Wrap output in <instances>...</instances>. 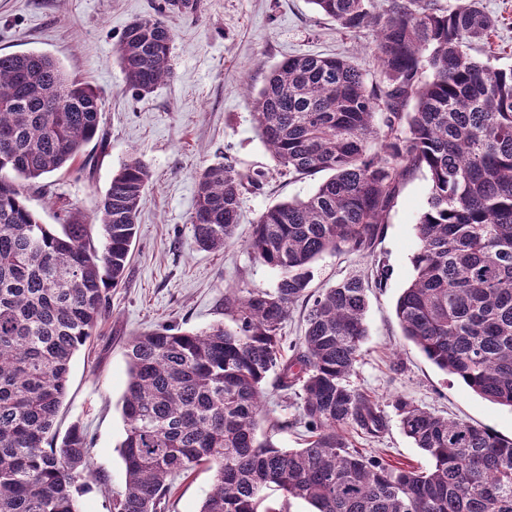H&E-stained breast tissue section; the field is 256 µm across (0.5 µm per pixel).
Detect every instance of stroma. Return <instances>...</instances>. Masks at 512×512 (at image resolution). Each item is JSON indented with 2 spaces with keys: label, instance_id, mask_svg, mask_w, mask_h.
Masks as SVG:
<instances>
[{
  "label": "stroma",
  "instance_id": "obj_1",
  "mask_svg": "<svg viewBox=\"0 0 512 512\" xmlns=\"http://www.w3.org/2000/svg\"><path fill=\"white\" fill-rule=\"evenodd\" d=\"M159 0H0V54L41 52L67 76L82 80L101 96L99 138L89 143L87 163L53 173L27 191L28 205L45 224H57L59 207L69 204L95 216L113 171L132 155L149 167L152 181L138 216V236L124 282L108 292L109 307L90 343L71 361L64 403L55 420L58 434L73 424L93 440V466L104 485L79 499L80 512H113L125 489L118 447L124 437L122 396L126 384L125 345L136 332L161 326L201 331L225 321L224 296L231 288H274L276 273L252 259L245 241L268 207L310 196L319 178L282 172L259 138L251 95L285 58L342 56L378 80L371 31L351 32L319 13L310 0H201L194 13L174 12L173 79L141 96L130 90L117 46L134 19L153 14ZM499 24L476 59L512 66V0H481ZM232 163L241 173L264 171L267 180L242 198L237 234L219 252L198 249L191 217L196 174L207 165ZM424 174L402 186L374 257L325 253L313 264L310 291L318 292L354 272H367L373 259L389 268L384 287L370 288L368 336L350 377L352 388L376 400L388 428L376 439L348 432L351 447L393 464L427 467L429 459L403 434L393 402L403 397L452 418L512 438V409L474 394L445 374L408 342L395 307L414 275L415 224L425 207ZM262 423L294 420L276 436L282 448L303 447L308 431L298 424L296 396L265 383ZM213 481L201 466L172 479L166 512H198Z\"/></svg>",
  "mask_w": 512,
  "mask_h": 512
}]
</instances>
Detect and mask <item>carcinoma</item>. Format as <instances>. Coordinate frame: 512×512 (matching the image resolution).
<instances>
[{
    "mask_svg": "<svg viewBox=\"0 0 512 512\" xmlns=\"http://www.w3.org/2000/svg\"><path fill=\"white\" fill-rule=\"evenodd\" d=\"M340 27L374 31L381 85L340 57L283 60L253 101L260 139L290 174L328 177L304 200L258 217L246 249L273 269V289H231L234 326L160 327L129 337L119 453L125 490L115 512H165L168 478L205 465L214 473L199 512H512V439L435 414L399 397L400 428L430 459L419 469L384 463L349 446L355 430L378 438L387 417L350 387L368 336L375 266L314 294L313 263L326 252H374L407 177L422 172L429 196L416 222V275L396 303L403 335L478 396L512 408V66L475 59L497 19L471 0H311ZM199 0H164L125 29L118 45L128 86L139 94L175 76L167 13ZM102 101L70 81L52 57L0 54V512H79L97 479L91 440L72 425L53 445L70 362L95 335L107 290L125 279L151 173L137 156L112 174L96 222L59 214L39 221L25 182L69 168L99 134ZM383 116V128L374 125ZM380 149L370 152V143ZM243 175L212 164L197 175L193 239L218 251L239 225ZM305 304L293 355L280 348L292 307ZM299 399L310 439L280 448L277 420L258 438L270 373ZM279 508L260 510L265 491Z\"/></svg>",
    "mask_w": 512,
    "mask_h": 512,
    "instance_id": "1",
    "label": "carcinoma"
}]
</instances>
